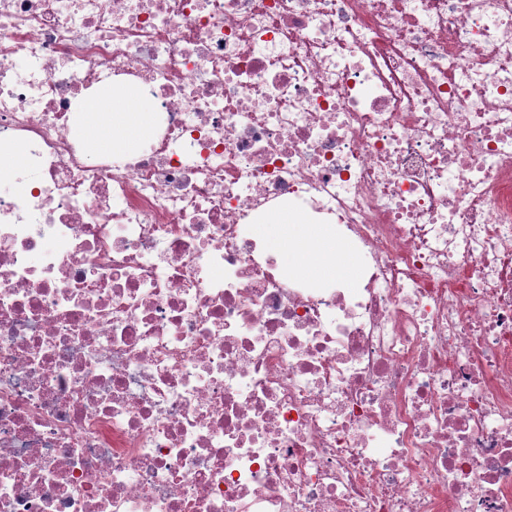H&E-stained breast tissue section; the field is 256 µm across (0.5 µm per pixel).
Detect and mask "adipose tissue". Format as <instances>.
<instances>
[{
	"label": "adipose tissue",
	"instance_id": "ef3b65f1",
	"mask_svg": "<svg viewBox=\"0 0 512 512\" xmlns=\"http://www.w3.org/2000/svg\"><path fill=\"white\" fill-rule=\"evenodd\" d=\"M84 124L96 149L111 154L136 151L154 131L152 108L134 87L96 88L85 102ZM254 232L282 245L283 264L299 265L307 278L350 281L358 275L348 250L328 248V230L321 225H303L295 210L273 212L255 225Z\"/></svg>",
	"mask_w": 512,
	"mask_h": 512
}]
</instances>
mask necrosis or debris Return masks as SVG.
I'll return each mask as SVG.
<instances>
[{
    "label": "necrosis or debris",
    "instance_id": "obj_1",
    "mask_svg": "<svg viewBox=\"0 0 512 512\" xmlns=\"http://www.w3.org/2000/svg\"><path fill=\"white\" fill-rule=\"evenodd\" d=\"M16 153L0 512H512V0H0ZM284 205L358 287L243 234ZM140 98L141 93L135 87L102 85L86 99L85 131L98 151L130 153L151 138L154 131L151 105L131 103Z\"/></svg>",
    "mask_w": 512,
    "mask_h": 512
}]
</instances>
